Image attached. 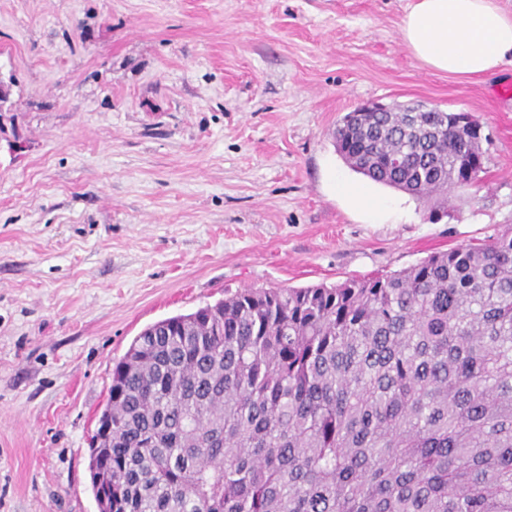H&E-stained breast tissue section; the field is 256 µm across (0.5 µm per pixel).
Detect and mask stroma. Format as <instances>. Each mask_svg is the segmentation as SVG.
<instances>
[{
    "label": "stroma",
    "mask_w": 512,
    "mask_h": 512,
    "mask_svg": "<svg viewBox=\"0 0 512 512\" xmlns=\"http://www.w3.org/2000/svg\"><path fill=\"white\" fill-rule=\"evenodd\" d=\"M413 2L0 0V512H98L89 440L147 326L512 226V56L427 67ZM368 102L474 115L478 185L427 202L352 171L332 133Z\"/></svg>",
    "instance_id": "stroma-1"
}]
</instances>
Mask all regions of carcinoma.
Returning <instances> with one entry per match:
<instances>
[{"mask_svg":"<svg viewBox=\"0 0 512 512\" xmlns=\"http://www.w3.org/2000/svg\"><path fill=\"white\" fill-rule=\"evenodd\" d=\"M333 136L354 171L419 200L484 170L468 112H349ZM99 418L112 512H512V228L158 321Z\"/></svg>","mask_w":512,"mask_h":512,"instance_id":"cac0c4a2","label":"carcinoma"}]
</instances>
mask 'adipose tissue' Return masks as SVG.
I'll use <instances>...</instances> for the list:
<instances>
[{
    "mask_svg": "<svg viewBox=\"0 0 512 512\" xmlns=\"http://www.w3.org/2000/svg\"><path fill=\"white\" fill-rule=\"evenodd\" d=\"M400 32L418 60L459 77L492 72L512 54V17L496 0H415Z\"/></svg>",
    "mask_w": 512,
    "mask_h": 512,
    "instance_id": "obj_1",
    "label": "adipose tissue"
}]
</instances>
